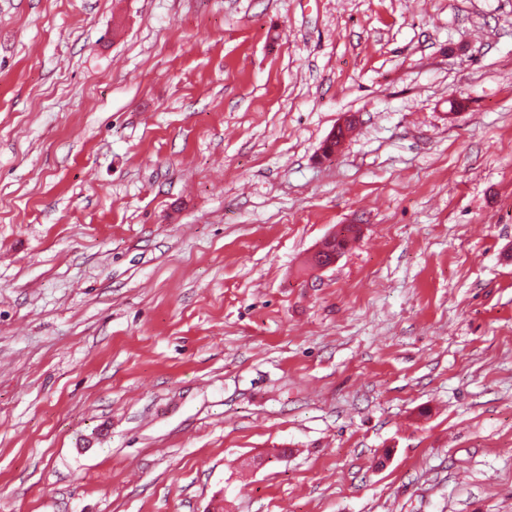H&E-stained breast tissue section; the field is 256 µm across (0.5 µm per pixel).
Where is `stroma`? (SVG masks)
<instances>
[{
	"label": "stroma",
	"mask_w": 512,
	"mask_h": 512,
	"mask_svg": "<svg viewBox=\"0 0 512 512\" xmlns=\"http://www.w3.org/2000/svg\"><path fill=\"white\" fill-rule=\"evenodd\" d=\"M0 512H512V0H0Z\"/></svg>",
	"instance_id": "stroma-1"
}]
</instances>
